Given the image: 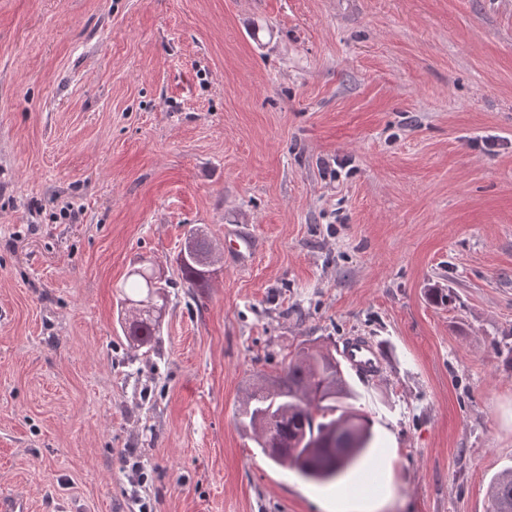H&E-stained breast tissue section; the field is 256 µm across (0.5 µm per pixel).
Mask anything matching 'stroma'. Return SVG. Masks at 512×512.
Returning <instances> with one entry per match:
<instances>
[{
  "mask_svg": "<svg viewBox=\"0 0 512 512\" xmlns=\"http://www.w3.org/2000/svg\"><path fill=\"white\" fill-rule=\"evenodd\" d=\"M218 254L188 292L186 234ZM171 279L153 351L117 323ZM449 290V304L430 301ZM366 336L362 465L237 422ZM512 468V0H0V494L28 512H490ZM227 254L239 265H247L251 261L255 244L251 236L239 228L227 229L225 233ZM196 258L188 252L185 256H182V249L179 251L176 263L181 274V279L183 283L187 285V288L209 287L211 277L206 276L208 270L200 263L199 259ZM339 353L345 363L366 377H376L383 369L384 358L379 347L369 338L354 336L339 346Z\"/></svg>",
  "mask_w": 512,
  "mask_h": 512,
  "instance_id": "obj_1",
  "label": "stroma"
}]
</instances>
